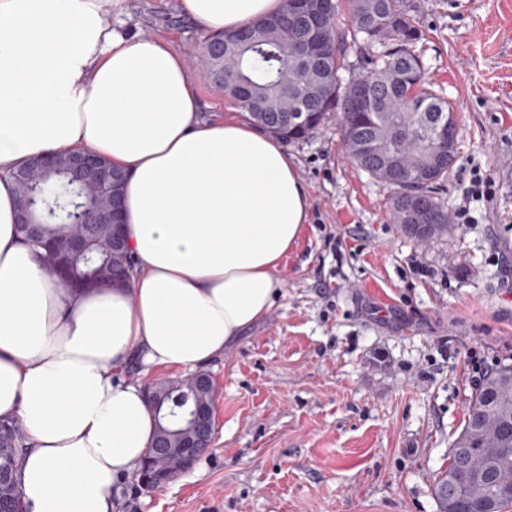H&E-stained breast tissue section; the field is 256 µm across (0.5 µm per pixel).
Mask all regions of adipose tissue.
<instances>
[{
	"mask_svg": "<svg viewBox=\"0 0 512 512\" xmlns=\"http://www.w3.org/2000/svg\"><path fill=\"white\" fill-rule=\"evenodd\" d=\"M107 0H0V418L26 439L28 512H117L114 481L154 433L136 363L223 356L278 294L309 192L283 143L235 113L206 122L186 60L112 26ZM209 34L282 0H179ZM92 149L126 174L128 287L72 293L16 224L14 172Z\"/></svg>",
	"mask_w": 512,
	"mask_h": 512,
	"instance_id": "obj_1",
	"label": "adipose tissue"
}]
</instances>
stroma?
<instances>
[{"label": "stroma", "mask_w": 512, "mask_h": 512, "mask_svg": "<svg viewBox=\"0 0 512 512\" xmlns=\"http://www.w3.org/2000/svg\"><path fill=\"white\" fill-rule=\"evenodd\" d=\"M415 22L430 87L458 116L438 197L471 222L424 244L404 234L393 188L346 158L337 117L288 144L309 221L268 315L206 366L221 391L214 444L153 492L120 477L118 512H437L468 400L512 364V0H417ZM112 24L170 40L203 119L232 109L176 0H120ZM475 168L492 195L470 203Z\"/></svg>", "instance_id": "1"}]
</instances>
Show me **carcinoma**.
Instances as JSON below:
<instances>
[{"label":"carcinoma","instance_id":"obj_1","mask_svg":"<svg viewBox=\"0 0 512 512\" xmlns=\"http://www.w3.org/2000/svg\"><path fill=\"white\" fill-rule=\"evenodd\" d=\"M324 5L323 42L316 64L306 67L282 31L297 26L283 9L232 36L209 39L210 79L224 88L249 118L285 141L305 137L327 118L341 116L342 140L349 158L374 178L396 188L391 217L409 237L429 241L448 233L451 217L436 197L458 158L457 145L441 143L439 128L454 114L450 103L427 88L417 53L415 0H320ZM347 11L349 27L339 26ZM224 45V55L215 51ZM351 45L364 50L363 75L347 84L341 70ZM37 207L47 224L82 230V218L94 212L79 177L47 174L37 183ZM415 210L411 223L407 212ZM42 263L73 290L101 287L102 267L112 268V285L128 284L134 261L130 252L112 254L106 237H94L87 251L64 258V240L47 236L30 241ZM502 364L486 374L469 399L464 424L448 451V470L436 481L438 512H503L512 505V373ZM156 407L155 433L168 447L181 446L184 419L200 404L213 422L214 389L195 394L177 380L145 389ZM0 468L9 465L15 489L0 485L10 512H26L17 489L19 461L25 450L20 426L0 422Z\"/></svg>","mask_w":512,"mask_h":512}]
</instances>
